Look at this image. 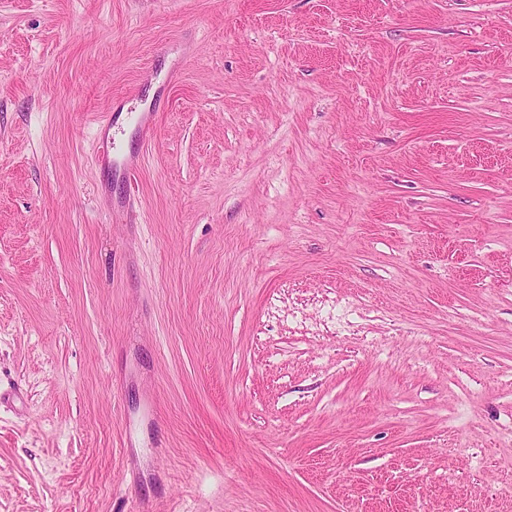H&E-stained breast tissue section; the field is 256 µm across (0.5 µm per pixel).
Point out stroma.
<instances>
[{
    "label": "stroma",
    "mask_w": 512,
    "mask_h": 512,
    "mask_svg": "<svg viewBox=\"0 0 512 512\" xmlns=\"http://www.w3.org/2000/svg\"><path fill=\"white\" fill-rule=\"evenodd\" d=\"M0 512H512V0H0Z\"/></svg>",
    "instance_id": "obj_1"
}]
</instances>
